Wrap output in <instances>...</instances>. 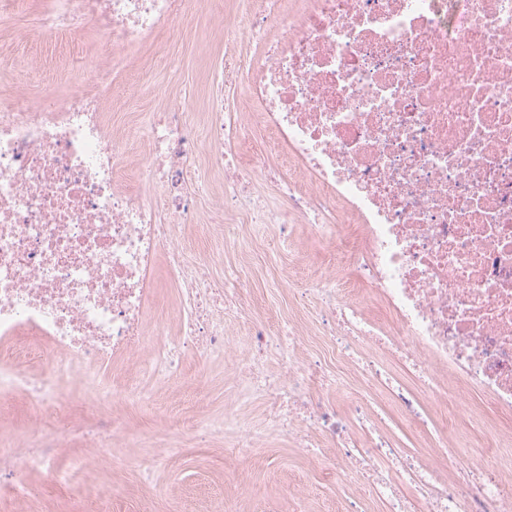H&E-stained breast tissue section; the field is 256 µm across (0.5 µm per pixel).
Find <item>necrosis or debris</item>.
<instances>
[{"label": "necrosis or debris", "instance_id": "1", "mask_svg": "<svg viewBox=\"0 0 512 512\" xmlns=\"http://www.w3.org/2000/svg\"><path fill=\"white\" fill-rule=\"evenodd\" d=\"M188 2L44 0L36 34L89 35L97 50L65 72V91L0 93V405L21 392L34 399L30 428L0 448V491L15 512H32L25 470L65 481L59 454L74 441L87 461L111 458L114 433L127 427L111 420L109 404L149 402L129 384H101L98 371L153 343L159 255L181 288L180 350L224 355V318L243 312L241 290L187 263L176 233L196 216L184 183L203 149L231 180L207 224L222 230L228 211L283 227L303 215L332 235L328 217L343 210L363 230L352 261L367 295L394 323L377 327L349 281L325 277L310 293L326 352L299 358L295 331L253 325L257 352L282 366L242 367L238 397L262 392L274 427L300 447L336 443L337 469L360 472L359 497L386 501L390 512H512V476L500 469L512 433L498 432L451 481L447 430L432 440L433 458L409 464L384 434L354 439L353 427L368 420L367 395L356 396L345 422L312 392L360 358L366 379L424 432L421 396L452 417L464 410L460 391L430 373L434 362L512 414V0H301L280 15L254 7L246 24L265 33L264 49L239 70L260 106L256 127L288 160L274 205L250 195L267 174L265 156L240 162L247 139L221 102L202 136L181 112L156 113L134 169L130 133L108 126L116 55L134 58ZM20 336L27 345H16ZM34 359L42 370H30ZM390 361L418 388L391 376ZM61 375L82 380L96 427L57 426L69 408Z\"/></svg>", "mask_w": 512, "mask_h": 512}]
</instances>
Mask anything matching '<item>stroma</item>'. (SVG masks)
Masks as SVG:
<instances>
[{
  "label": "stroma",
  "instance_id": "stroma-1",
  "mask_svg": "<svg viewBox=\"0 0 512 512\" xmlns=\"http://www.w3.org/2000/svg\"><path fill=\"white\" fill-rule=\"evenodd\" d=\"M246 7L245 0H195L187 16L141 49L132 72L118 74L121 90L106 106L113 128H135L152 113L176 108L202 130L216 99L226 111L254 112L256 105L244 85L229 80L226 73L231 59L255 57L262 50L244 26L241 14ZM218 21L224 24L225 36L213 31ZM28 47L34 59L29 67L19 63ZM87 49L84 43L35 36L24 16L0 22V91H27L34 79L51 83L57 68ZM224 185V172L212 168L206 154H198L189 179L198 195V221L182 225L178 238L186 259L214 280L236 272L243 276L245 312L225 323L232 354L221 359L185 356L174 379L162 388L138 367L104 366L103 378H135L141 389L171 407L173 416L165 418L143 405H114L112 414L137 432L138 448L129 450L123 440L113 439L114 464L88 465L74 473L67 487L53 485L47 473L25 472V480L39 492L36 512H82L87 494L108 512H167L171 505L181 512H219L227 497L238 499L242 512H345L357 476L337 473V447L311 452L272 434L259 447L238 452L206 427L209 419L227 412L258 426L268 416L262 398L243 402L235 396L237 366L253 355L250 321L274 329L294 325L299 335L309 338L311 350H322L319 306L301 300L299 291L327 273L344 278L353 273L351 263L337 262L335 241L315 234L303 220L283 233L277 225L248 224L228 212L224 224L230 233L217 242L204 219L223 200ZM156 282L150 316L164 321L165 333L154 344L160 350L180 334L179 290L166 261L157 264ZM162 448L168 454L149 480H142L138 467L125 461L129 453L151 456Z\"/></svg>",
  "mask_w": 512,
  "mask_h": 512
}]
</instances>
